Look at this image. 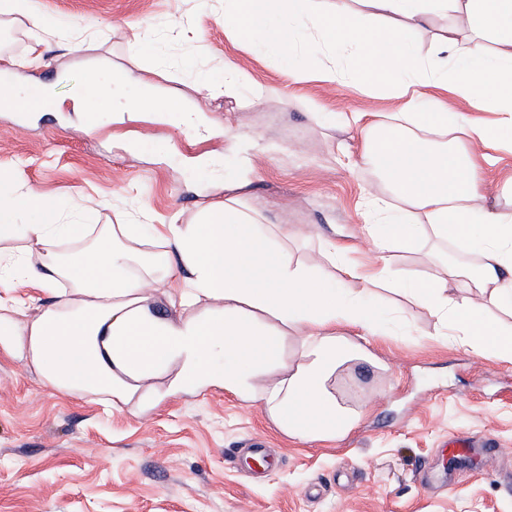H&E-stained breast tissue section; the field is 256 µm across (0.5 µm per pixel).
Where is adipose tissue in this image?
Returning <instances> with one entry per match:
<instances>
[{
  "label": "adipose tissue",
  "mask_w": 512,
  "mask_h": 512,
  "mask_svg": "<svg viewBox=\"0 0 512 512\" xmlns=\"http://www.w3.org/2000/svg\"><path fill=\"white\" fill-rule=\"evenodd\" d=\"M224 22L238 42L310 60L316 80H357L401 99L397 111L344 118L362 132L364 157L388 188L363 195L372 259L331 242L324 256L337 273L295 260L287 225L268 223L243 177L225 180L223 200L198 223L157 230L174 246L171 255L138 249L140 225L67 223L53 199L0 190V239L15 233L25 208L32 213L25 233L43 249L36 271L25 259L0 256V280L52 289L65 279L77 293L27 320L18 317L22 302L0 301V324L14 337L5 353L28 355L53 388L103 394L116 405L136 397L153 406L142 390L162 376L171 395L220 387L260 403L284 434L310 441L343 439L358 419L332 390L337 370L382 364L363 342L386 328L364 300L375 286L409 296L475 351L490 347L511 360L512 336L481 308L450 298L448 282L512 309V209L486 208L483 178L500 151L512 153V136L484 118L449 124L439 94L512 118V0H224ZM411 32L428 35L431 52L410 43ZM90 69L92 83L71 97L86 119L113 111L131 89L137 111L197 125L192 106L153 80L116 76L105 62ZM421 98L429 111H416ZM63 238L85 243L78 260L59 253ZM426 241L479 250L481 261L445 264L440 276H401L395 256ZM175 256L192 278L169 297L181 311L173 319L156 311L151 294L166 285ZM292 334L301 338L295 363L287 358Z\"/></svg>",
  "instance_id": "adipose-tissue-1"
}]
</instances>
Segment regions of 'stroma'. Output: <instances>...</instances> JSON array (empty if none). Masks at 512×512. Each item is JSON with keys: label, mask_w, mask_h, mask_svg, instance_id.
I'll return each mask as SVG.
<instances>
[{"label": "stroma", "mask_w": 512, "mask_h": 512, "mask_svg": "<svg viewBox=\"0 0 512 512\" xmlns=\"http://www.w3.org/2000/svg\"><path fill=\"white\" fill-rule=\"evenodd\" d=\"M53 22L35 31L0 19L8 78L30 95L51 87L68 101L84 81L78 59L105 57L148 73L136 43L150 29L165 60L158 82L207 120L206 137L150 112H115L94 130L77 113L42 105L35 120L0 110V173L15 191L56 199L65 214L146 230L178 218L192 224L202 203L241 175L224 147L232 129L251 145L249 193L294 234L295 259L323 265L325 244L367 250L363 190L385 183L362 160V135L343 112H391L398 100L355 83L290 73L274 51L258 52L224 29V0H41ZM200 15L198 31L182 28ZM232 62L263 97L222 92ZM206 72L211 89L197 80ZM389 315L406 313L372 342L386 370L336 374L337 399L359 413L340 441L288 436L262 406L220 389L165 397L152 409L79 397L49 386L25 360L0 355V512H512V361L449 342L430 312L387 289ZM465 434L480 448L450 459L443 440ZM266 440L275 463L253 476L227 448Z\"/></svg>", "instance_id": "35a3bbf8"}]
</instances>
